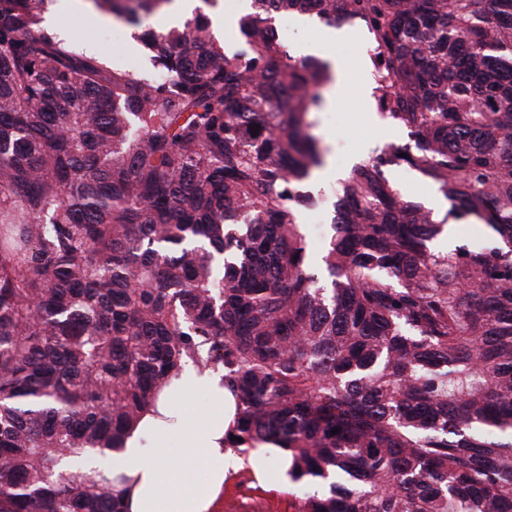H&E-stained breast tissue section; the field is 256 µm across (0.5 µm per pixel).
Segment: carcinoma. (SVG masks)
<instances>
[{"mask_svg": "<svg viewBox=\"0 0 512 512\" xmlns=\"http://www.w3.org/2000/svg\"><path fill=\"white\" fill-rule=\"evenodd\" d=\"M88 2L170 81L0 0V512H122L113 455L188 362L238 398L232 448L291 451L298 512H512V0H316L372 34L413 141L340 182L322 276L293 188L329 66L271 26L309 0H251L231 52L202 14L147 23L172 0ZM385 163L503 246L435 249Z\"/></svg>", "mask_w": 512, "mask_h": 512, "instance_id": "carcinoma-1", "label": "carcinoma"}]
</instances>
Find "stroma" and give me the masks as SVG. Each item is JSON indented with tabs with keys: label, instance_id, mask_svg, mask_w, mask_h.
Returning <instances> with one entry per match:
<instances>
[{
	"label": "stroma",
	"instance_id": "1",
	"mask_svg": "<svg viewBox=\"0 0 512 512\" xmlns=\"http://www.w3.org/2000/svg\"><path fill=\"white\" fill-rule=\"evenodd\" d=\"M54 25L66 31L72 45L92 47L94 55L107 60L115 68L129 72L133 78H151L154 68L150 52L133 38L131 28L114 23L110 14L98 10L62 11ZM354 40L337 43L332 52L344 62L342 84L331 83L323 96L333 99V106H321L308 116L311 129L320 141L336 170L335 176L319 181L300 183V191L320 197L325 219H332L338 174L348 173L363 161L380 156L388 145L410 144L408 130L383 114L376 101H365L362 89L374 83L375 69L371 54V37L366 27L354 25ZM383 173L399 194L421 206H428L427 191L432 183L407 165L387 164ZM225 497L263 498L271 505L270 512H297L294 489L278 490L259 483L249 470H241L224 489Z\"/></svg>",
	"mask_w": 512,
	"mask_h": 512
}]
</instances>
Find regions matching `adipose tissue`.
<instances>
[{
  "instance_id": "1",
  "label": "adipose tissue",
  "mask_w": 512,
  "mask_h": 512,
  "mask_svg": "<svg viewBox=\"0 0 512 512\" xmlns=\"http://www.w3.org/2000/svg\"><path fill=\"white\" fill-rule=\"evenodd\" d=\"M200 389L211 396V408L197 413L187 397ZM236 399L218 371L184 367L162 387L137 426L128 428L115 464L125 512H214L229 475L251 469L259 482L279 489L292 483L288 449L259 442L241 455L229 446L236 418ZM179 436L189 451L177 466L165 462L167 440ZM204 481H196V470Z\"/></svg>"
}]
</instances>
